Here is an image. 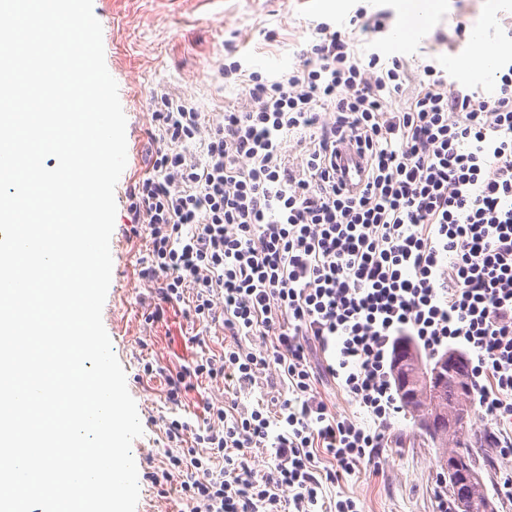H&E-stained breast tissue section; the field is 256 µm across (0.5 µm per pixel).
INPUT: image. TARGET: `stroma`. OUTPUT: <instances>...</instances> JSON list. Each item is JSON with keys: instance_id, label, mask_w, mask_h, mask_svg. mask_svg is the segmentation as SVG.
Listing matches in <instances>:
<instances>
[{"instance_id": "stroma-1", "label": "stroma", "mask_w": 512, "mask_h": 512, "mask_svg": "<svg viewBox=\"0 0 512 512\" xmlns=\"http://www.w3.org/2000/svg\"><path fill=\"white\" fill-rule=\"evenodd\" d=\"M390 15L381 59H405L410 69L437 58L455 66L461 85L495 91L494 81L473 77L458 61L482 52L490 70L512 57V0H93L103 28L105 62L116 80L127 119V165L115 187L117 213L110 240L112 277L102 311L113 351L126 373L144 433L134 440L138 469L136 512H184L179 479L153 483L175 449L165 438L166 419L188 418L202 423L206 403L252 407L268 394L265 379L249 389L233 382L204 380L183 397L180 409L166 402V379L195 360L222 353V327H211L204 344L191 343L196 333L184 316V304L170 306L162 321L146 319L151 287L139 275L138 260L147 242L130 237L126 191L147 169L154 128L151 97L166 91L191 99L205 125L220 122L225 105H242L244 87L225 82L224 46L238 49L243 68L262 76L287 70L298 61L313 37L314 23L325 21L348 32L358 55L369 46L351 25L357 9ZM466 26L457 36V23ZM155 372H143L145 363ZM437 450L401 415L388 434L386 448L373 463L325 487L327 501L355 497L361 512H436L440 488Z\"/></svg>"}]
</instances>
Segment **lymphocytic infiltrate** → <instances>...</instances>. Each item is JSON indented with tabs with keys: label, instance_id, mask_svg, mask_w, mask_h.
<instances>
[{
	"label": "lymphocytic infiltrate",
	"instance_id": "f902f5d3",
	"mask_svg": "<svg viewBox=\"0 0 512 512\" xmlns=\"http://www.w3.org/2000/svg\"><path fill=\"white\" fill-rule=\"evenodd\" d=\"M313 34L292 70L250 73L247 107L225 108L209 135L190 101L154 95L150 165L128 192L130 234H150L139 260L159 300L150 320L185 300L188 317L222 320L231 336L169 380L168 402L195 377L246 388L268 370L286 391L265 407L207 406L200 426L168 422L169 442L206 449L163 473L183 474L189 512H358L349 497L327 506L324 486L383 448L403 411L392 365L407 344L468 358L479 410L512 455V61L488 98L449 86L434 63L359 60L329 24ZM408 82L407 106L389 109ZM295 133L311 146L294 170L282 145ZM344 136L367 159L354 194L336 182ZM255 336L272 343L254 352ZM312 347L367 422L318 398ZM254 448L271 459L260 474Z\"/></svg>",
	"mask_w": 512,
	"mask_h": 512
}]
</instances>
